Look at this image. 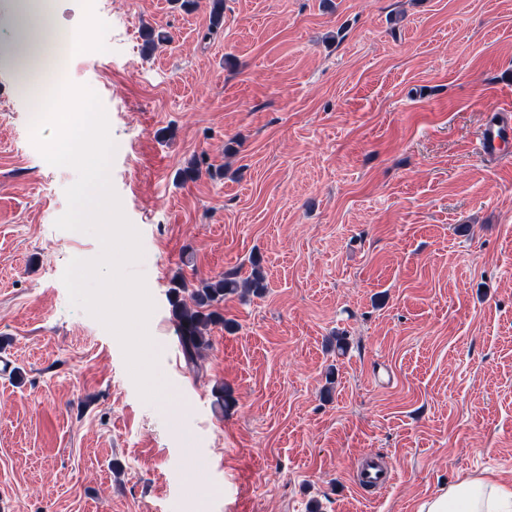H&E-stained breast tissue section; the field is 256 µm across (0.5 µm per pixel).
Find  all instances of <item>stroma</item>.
Returning <instances> with one entry per match:
<instances>
[{"instance_id": "1", "label": "stroma", "mask_w": 512, "mask_h": 512, "mask_svg": "<svg viewBox=\"0 0 512 512\" xmlns=\"http://www.w3.org/2000/svg\"><path fill=\"white\" fill-rule=\"evenodd\" d=\"M0 0V512H417L466 478L512 485V0H88L100 47L67 81L100 97L109 171L138 230L165 397L141 399L119 341L62 275L101 252L57 229L77 172L33 145L38 105ZM223 167L177 183L193 157ZM260 263L231 328L186 365L176 275ZM223 382L225 408L211 388ZM395 479L355 485L368 453ZM511 141V129L496 123L484 127L481 137L476 142L475 151L482 156L501 153Z\"/></svg>"}]
</instances>
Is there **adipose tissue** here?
I'll list each match as a JSON object with an SVG mask.
<instances>
[{
	"label": "adipose tissue",
	"instance_id": "ef3b65f1",
	"mask_svg": "<svg viewBox=\"0 0 512 512\" xmlns=\"http://www.w3.org/2000/svg\"><path fill=\"white\" fill-rule=\"evenodd\" d=\"M17 56L33 72L54 62L67 33L57 16V0H16ZM418 512H512V487L488 479H464L424 500Z\"/></svg>",
	"mask_w": 512,
	"mask_h": 512
}]
</instances>
